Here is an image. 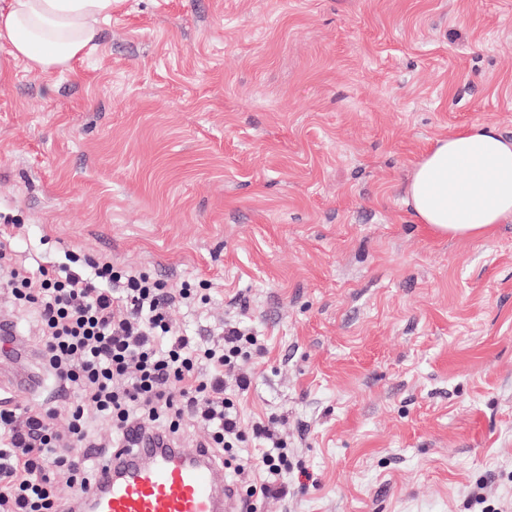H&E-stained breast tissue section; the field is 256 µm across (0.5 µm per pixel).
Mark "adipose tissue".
Wrapping results in <instances>:
<instances>
[{
  "label": "adipose tissue",
  "mask_w": 512,
  "mask_h": 512,
  "mask_svg": "<svg viewBox=\"0 0 512 512\" xmlns=\"http://www.w3.org/2000/svg\"><path fill=\"white\" fill-rule=\"evenodd\" d=\"M113 0H8L0 38L14 59L45 73L69 67L98 42ZM403 201L442 236L483 238L512 219V138L494 126L439 137L414 164Z\"/></svg>",
  "instance_id": "1"
}]
</instances>
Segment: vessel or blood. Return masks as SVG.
Masks as SVG:
<instances>
[{
	"label": "vessel or blood",
	"mask_w": 512,
	"mask_h": 512,
	"mask_svg": "<svg viewBox=\"0 0 512 512\" xmlns=\"http://www.w3.org/2000/svg\"><path fill=\"white\" fill-rule=\"evenodd\" d=\"M0 354L25 366L21 374L0 376V390L16 401L36 391L41 377L28 364L37 352L19 340L12 319L2 314ZM127 441L98 469L84 497L90 512H242L236 490L207 449L172 447L139 428Z\"/></svg>",
	"instance_id": "obj_1"
}]
</instances>
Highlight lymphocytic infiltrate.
I'll list each match as a JSON object with an SVG mask.
<instances>
[{
	"mask_svg": "<svg viewBox=\"0 0 512 512\" xmlns=\"http://www.w3.org/2000/svg\"><path fill=\"white\" fill-rule=\"evenodd\" d=\"M12 240L0 230V272L14 304L40 329L48 377L71 400L62 410L45 403L0 409V512H70L59 483L73 495L86 492L131 427L176 442L189 420L206 429L204 447L231 477L246 482L247 498H287V441L261 422L246 428L238 408L251 385L238 365L259 349L257 336L234 322L214 343L182 334L169 313L203 308L209 296L202 289L77 254L66 266L31 273L13 265ZM100 417L112 424L109 439L94 432ZM249 431L262 446L241 461L235 450Z\"/></svg>",
	"mask_w": 512,
	"mask_h": 512,
	"instance_id": "lymphocytic-infiltrate-1",
	"label": "lymphocytic infiltrate"
}]
</instances>
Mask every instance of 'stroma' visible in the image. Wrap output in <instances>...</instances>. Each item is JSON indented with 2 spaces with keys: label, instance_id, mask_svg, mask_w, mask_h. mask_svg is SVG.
Masks as SVG:
<instances>
[{
  "label": "stroma",
  "instance_id": "35a3bbf8",
  "mask_svg": "<svg viewBox=\"0 0 512 512\" xmlns=\"http://www.w3.org/2000/svg\"><path fill=\"white\" fill-rule=\"evenodd\" d=\"M10 50L17 255L202 281L176 329L261 336L241 416L299 470L256 512L512 502V223L440 237L402 202L437 137L512 138V0H117L70 68Z\"/></svg>",
  "mask_w": 512,
  "mask_h": 512
}]
</instances>
